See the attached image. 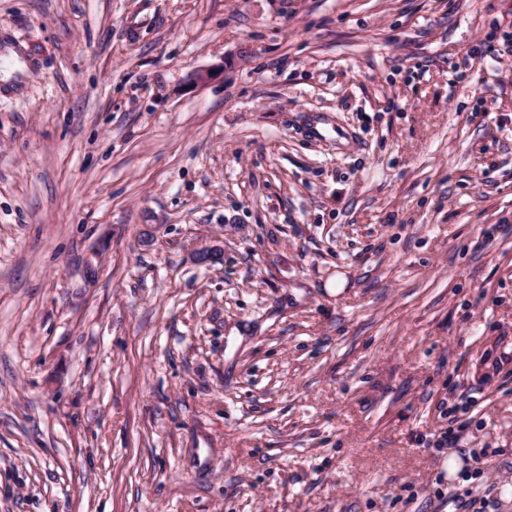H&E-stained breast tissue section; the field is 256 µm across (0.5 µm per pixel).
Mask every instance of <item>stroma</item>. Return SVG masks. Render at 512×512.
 <instances>
[{
	"label": "stroma",
	"mask_w": 512,
	"mask_h": 512,
	"mask_svg": "<svg viewBox=\"0 0 512 512\" xmlns=\"http://www.w3.org/2000/svg\"><path fill=\"white\" fill-rule=\"evenodd\" d=\"M511 44L512 0H0V512H512ZM307 130L311 137L314 139H325V138H335L336 141H349L350 136L349 133L338 126L331 125L327 123V120L321 117H317L313 119L307 126Z\"/></svg>",
	"instance_id": "35a3bbf8"
}]
</instances>
